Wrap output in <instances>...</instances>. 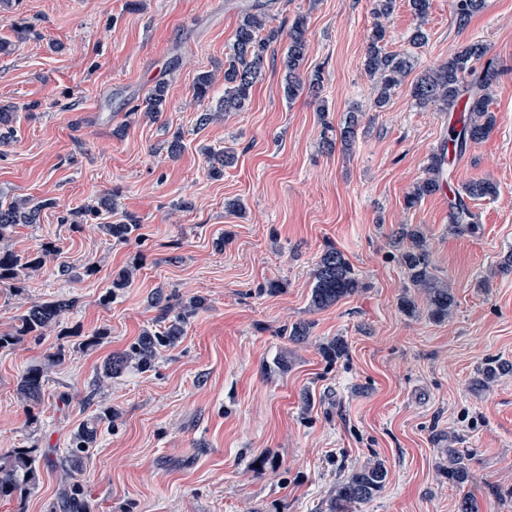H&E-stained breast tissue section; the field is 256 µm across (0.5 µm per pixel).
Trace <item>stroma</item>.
Masks as SVG:
<instances>
[{
  "instance_id": "obj_1",
  "label": "stroma",
  "mask_w": 512,
  "mask_h": 512,
  "mask_svg": "<svg viewBox=\"0 0 512 512\" xmlns=\"http://www.w3.org/2000/svg\"><path fill=\"white\" fill-rule=\"evenodd\" d=\"M242 3L0 0V40L13 38L15 21L31 29L0 55V104L18 109L13 138L0 144V202H57L10 236L20 254L47 242L57 251L23 287L0 288V334L34 303L76 301L41 339L0 349V454L30 448L39 459L30 493L1 499L0 512H60L65 451L107 409L114 418L101 423L77 476L86 512H327L336 482L372 458L384 460L387 484L358 512H458L466 491L479 512H512V370L474 387L487 363H512V271L500 269L512 254V0H485L463 26L450 0H431L422 24L397 0L386 22L388 50L414 51V75L470 40L484 41L502 70L491 134L448 158L449 181L499 189L470 201L477 224L461 233L449 228L447 190L404 203L455 115L417 106L407 83L376 106L363 66L373 0L271 6L285 27L306 16L303 72L321 73L324 107L305 93L285 96L283 38L244 111L197 127L224 86L201 103L193 82L203 71L223 75ZM418 25L428 40L414 50ZM159 82L167 103L150 118L136 106ZM32 101L38 109L25 111ZM352 111V149L324 151V123L340 126ZM177 133L183 149L172 157ZM222 150L235 161L214 179L208 155ZM107 192L119 207L99 224L133 216L128 241L99 224L59 223L62 210ZM231 200L240 211L228 210ZM404 224L427 232L437 273L456 294L445 322L399 308L407 280L391 238ZM330 247L365 287L314 310L312 273ZM134 261L132 282L112 291ZM160 293L204 305L150 371L97 384L108 356L167 323ZM300 322L312 328L296 344L283 331ZM338 337L346 355L324 359L320 345ZM58 351L41 401H20L19 375ZM451 444L469 459L463 490L438 471Z\"/></svg>"
}]
</instances>
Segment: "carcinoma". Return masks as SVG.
<instances>
[{
	"label": "carcinoma",
	"mask_w": 512,
	"mask_h": 512,
	"mask_svg": "<svg viewBox=\"0 0 512 512\" xmlns=\"http://www.w3.org/2000/svg\"><path fill=\"white\" fill-rule=\"evenodd\" d=\"M451 12L459 25L484 7V0H450ZM274 17L259 5L244 9L228 58L224 66V97L217 109L200 114L198 125L206 126L230 112H240L249 102L252 88L259 80L263 59L269 46L282 36V27L271 26ZM387 29L376 22L366 40L364 69L369 76L377 79L379 92L376 103L385 104L392 93L402 86L414 66V57L408 52L386 51ZM306 17H295L288 29V49L283 57L285 72L284 90L292 100L303 91L318 99L322 85L320 73L303 77L301 67L308 52ZM489 47L480 40H472L448 56L436 68L425 72L411 84V96L416 105L434 107L440 112H459L460 128L451 129L450 141L460 152L467 145L477 143L489 136L495 126V116L489 111V91L497 83L501 69L498 63L487 58ZM214 76L209 71L199 73L193 84V97L203 102L210 97ZM167 87L157 83L135 110L148 114L163 111L166 105ZM17 107H0V144L13 137ZM359 116L352 112L343 125L335 129L324 123L323 146L333 150L336 143L350 146L357 137ZM445 172V149L433 153L425 168V175L416 181L405 196V205L411 209L423 199L441 188ZM463 196L451 206L449 223L456 231L462 232L475 224V214L465 199L478 200L494 197L498 187L489 180H472L462 187ZM50 199L35 201L31 198L0 203V286H13L24 277L38 272L46 266L55 246L43 245L34 252L21 255L13 251L5 241L10 230L18 224H36L42 210L51 208ZM115 210L114 197L106 194L95 206L73 209L60 216V223L70 224L78 229L100 217L102 211ZM102 233L118 242L129 240L138 224L128 215L117 224L99 225ZM398 251V261L405 270L409 285L422 294L427 315L435 322L452 317L457 307L456 295L448 282L440 278L430 261L427 235L418 227H402L395 233L393 241ZM365 285L352 264L334 247L327 248L321 255L313 273L311 306L316 310L325 309L346 296L364 289ZM204 305V300L195 298L180 307L168 325L161 330L145 329L127 350L106 358L100 369L99 381L104 382L122 374L134 365L146 372L153 367L157 349L175 344L184 334L189 318ZM72 302L66 299L45 300L32 304L18 318V325L10 334L0 335V348L12 346L26 337L39 339L49 328L59 324L61 315ZM509 370L506 362L489 363L482 370L475 386L485 387L499 374ZM44 367H28L17 379L16 392L19 398L29 404L41 401L44 386ZM112 419V412L95 417L81 425L64 457L65 475L72 479L82 471L90 448L97 441L99 423ZM38 463L32 451L15 448L0 455V499L13 498L26 493L35 483ZM448 480L462 487L471 481L465 455L457 448L448 449V465L443 467ZM388 470L384 461L371 459L356 467L343 479L336 482L328 499V512H356L358 507L373 501L385 488ZM62 507L64 512H84V500L80 485L74 483L64 490Z\"/></svg>",
	"instance_id": "obj_1"
}]
</instances>
